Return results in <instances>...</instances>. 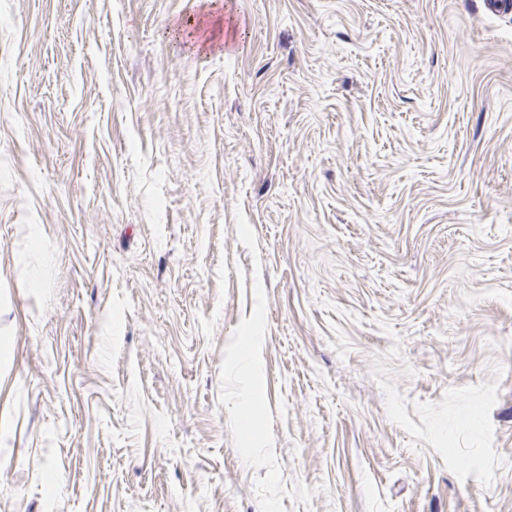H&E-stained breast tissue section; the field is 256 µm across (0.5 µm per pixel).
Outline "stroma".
I'll return each instance as SVG.
<instances>
[{
	"instance_id": "obj_1",
	"label": "stroma",
	"mask_w": 512,
	"mask_h": 512,
	"mask_svg": "<svg viewBox=\"0 0 512 512\" xmlns=\"http://www.w3.org/2000/svg\"><path fill=\"white\" fill-rule=\"evenodd\" d=\"M0 512H512V11L0 0Z\"/></svg>"
}]
</instances>
